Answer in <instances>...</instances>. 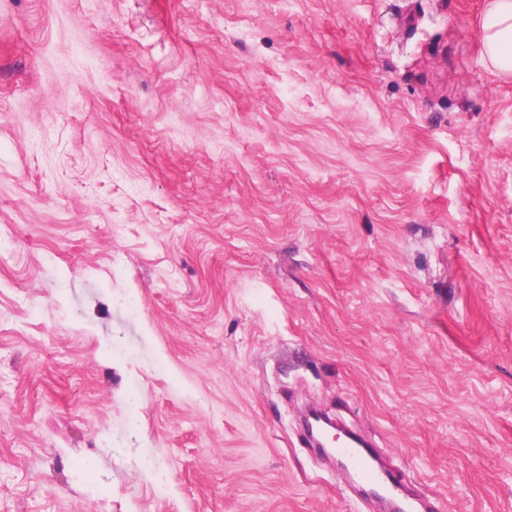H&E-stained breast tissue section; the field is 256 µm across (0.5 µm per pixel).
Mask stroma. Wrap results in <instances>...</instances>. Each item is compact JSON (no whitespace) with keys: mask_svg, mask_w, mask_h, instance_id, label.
Masks as SVG:
<instances>
[{"mask_svg":"<svg viewBox=\"0 0 512 512\" xmlns=\"http://www.w3.org/2000/svg\"><path fill=\"white\" fill-rule=\"evenodd\" d=\"M489 0H0V512H512ZM335 453L351 479L365 484L378 497L387 500L391 511H419V508L405 494L403 484L395 478V471L380 468L370 448H355L346 442L339 444L335 448Z\"/></svg>","mask_w":512,"mask_h":512,"instance_id":"1","label":"stroma"}]
</instances>
